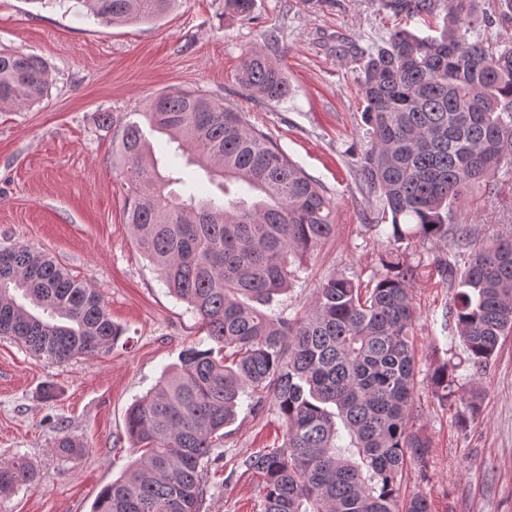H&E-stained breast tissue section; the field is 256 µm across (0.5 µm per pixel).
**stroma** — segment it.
<instances>
[{
  "mask_svg": "<svg viewBox=\"0 0 512 512\" xmlns=\"http://www.w3.org/2000/svg\"><path fill=\"white\" fill-rule=\"evenodd\" d=\"M397 23L378 0H255L249 17L224 0H178L155 22L106 25L74 0H0V51L33 53L46 63L51 93L42 103L0 109V247L24 244L48 254L99 295L125 334L108 354L53 363L0 337V461L25 457L37 483L0 496V512H90L100 489L131 455L126 412L184 348L203 339L195 315L160 281L125 220L128 185L117 139L151 98L173 88L201 91L246 112L323 189L334 233L306 259L276 311L303 313L316 289L343 275L368 284L381 274L387 234L374 231L377 193L360 179L370 138L363 120L360 65L340 42L367 44ZM276 39L287 98L254 97L240 84L243 55ZM112 115L111 127L99 116ZM455 220L474 243L512 234V169L461 202ZM416 266L414 350L418 423L432 441L426 468L409 466L402 498L426 497L433 512H512V335L483 371L463 367L483 398L467 430L454 408L431 393L428 378L447 354H461L444 314L452 290L435 264L445 244L403 242ZM55 388L53 400L39 395ZM83 442L66 457L58 431ZM273 412L240 407L223 439L224 460L209 467L204 512H262L261 477L238 462L280 445Z\"/></svg>",
  "mask_w": 512,
  "mask_h": 512,
  "instance_id": "35a3bbf8",
  "label": "stroma"
}]
</instances>
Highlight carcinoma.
<instances>
[{"instance_id": "obj_1", "label": "carcinoma", "mask_w": 512, "mask_h": 512, "mask_svg": "<svg viewBox=\"0 0 512 512\" xmlns=\"http://www.w3.org/2000/svg\"><path fill=\"white\" fill-rule=\"evenodd\" d=\"M102 23L152 22L177 0H80ZM254 0H224L250 16ZM440 0H380L393 16H427ZM438 36L395 28L382 43L343 45L361 62L370 147L360 176L382 201L395 243L448 242L436 265L453 288L449 317L475 372L512 335V236L473 244L454 222L468 192L512 168V46H490L480 28L512 20V0L478 15L473 0H448ZM247 53L241 83L252 94L288 97L268 52ZM49 74L33 54L0 52V104L48 96ZM118 145L129 184L126 223L169 292L189 305L208 340L190 347L149 395L132 404L127 435L136 458L98 492L92 512H202L204 472L223 459L222 431L242 398L285 426L281 445L238 465L263 479V512H432L400 499L407 466H425L431 439L414 415L411 285L416 266L393 248L372 288L334 276L301 316L272 309L303 261L334 232L332 208L309 178L246 113L206 94L174 89L151 99ZM169 136L185 166L159 169L145 129ZM462 256V261L454 260ZM123 335L103 302L47 255L0 247V336L64 363L105 355ZM459 365L431 377L433 395L458 407L467 428L482 414L478 390L460 394ZM349 442L343 446L342 434ZM83 444L60 432L58 452ZM23 457L0 463V496L29 485Z\"/></svg>"}]
</instances>
